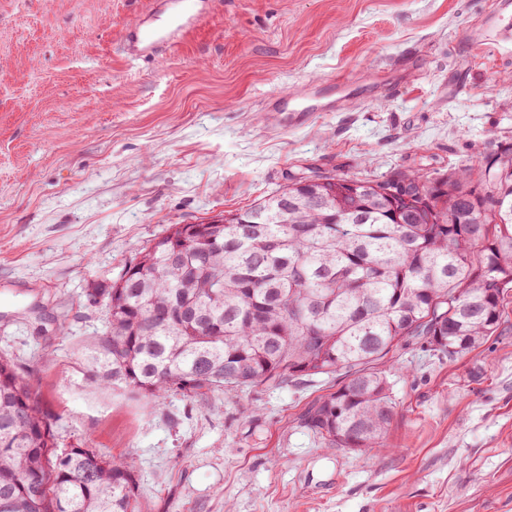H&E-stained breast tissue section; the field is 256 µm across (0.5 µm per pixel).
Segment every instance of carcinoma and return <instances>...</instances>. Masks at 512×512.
<instances>
[{
  "mask_svg": "<svg viewBox=\"0 0 512 512\" xmlns=\"http://www.w3.org/2000/svg\"><path fill=\"white\" fill-rule=\"evenodd\" d=\"M223 224L164 241L128 278L98 284L108 326L87 379L147 398L237 396L342 376L301 416L323 447L381 446L396 414L378 368L420 338L460 357L498 334L512 289V152L437 178L316 176ZM0 512H141L133 462L58 451L14 360L0 355Z\"/></svg>",
  "mask_w": 512,
  "mask_h": 512,
  "instance_id": "cac0c4a2",
  "label": "carcinoma"
}]
</instances>
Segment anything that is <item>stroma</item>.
<instances>
[{
	"label": "stroma",
	"mask_w": 512,
	"mask_h": 512,
	"mask_svg": "<svg viewBox=\"0 0 512 512\" xmlns=\"http://www.w3.org/2000/svg\"><path fill=\"white\" fill-rule=\"evenodd\" d=\"M168 2L0 0V354L59 448L133 459L143 512H512V304L464 356L389 354L381 450L300 427L338 387L324 376L206 407L87 381L107 322L87 289L170 225L301 177H438L512 149V57L466 38L490 0H196L193 26L128 57V23L165 24ZM340 75L357 89L339 111L264 109Z\"/></svg>",
	"instance_id": "35a3bbf8"
}]
</instances>
